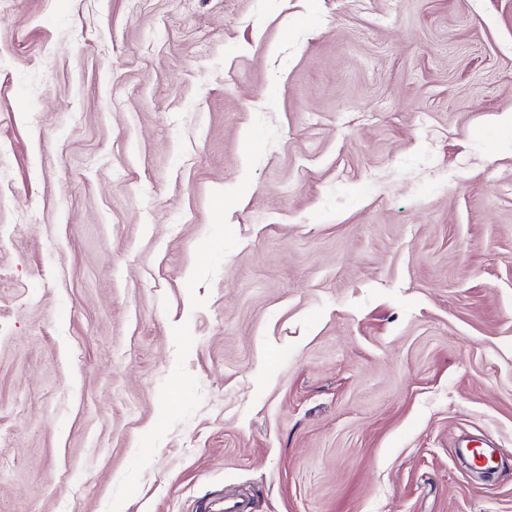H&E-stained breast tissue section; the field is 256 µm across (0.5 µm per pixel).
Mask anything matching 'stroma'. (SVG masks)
<instances>
[{
  "mask_svg": "<svg viewBox=\"0 0 512 512\" xmlns=\"http://www.w3.org/2000/svg\"><path fill=\"white\" fill-rule=\"evenodd\" d=\"M506 113L512 0H0V512H512Z\"/></svg>",
  "mask_w": 512,
  "mask_h": 512,
  "instance_id": "35a3bbf8",
  "label": "stroma"
}]
</instances>
